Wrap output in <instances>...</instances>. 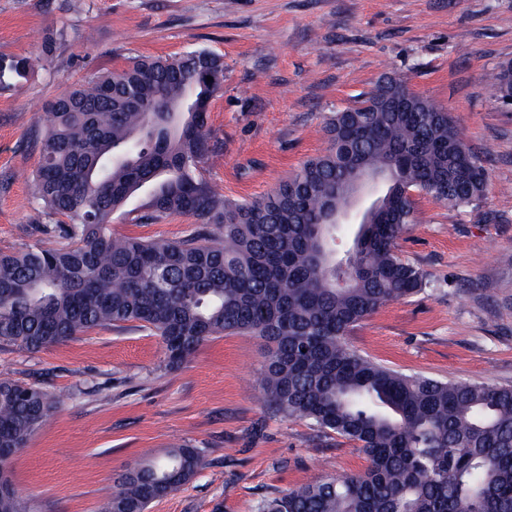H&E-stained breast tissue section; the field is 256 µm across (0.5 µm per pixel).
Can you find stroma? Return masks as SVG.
Returning a JSON list of instances; mask_svg holds the SVG:
<instances>
[{
  "instance_id": "35a3bbf8",
  "label": "stroma",
  "mask_w": 512,
  "mask_h": 512,
  "mask_svg": "<svg viewBox=\"0 0 512 512\" xmlns=\"http://www.w3.org/2000/svg\"><path fill=\"white\" fill-rule=\"evenodd\" d=\"M56 49L19 88L0 90V252L34 244L44 217L31 173L50 101L88 72L137 55L207 49L224 57L201 176L229 199L260 196L327 147L324 126L382 75L451 113L487 169L484 197L452 208L413 193L418 221L397 242L425 286L350 330L361 354L406 374L512 386V102L488 77L512 62V0H0V55ZM150 187L112 232L185 238L199 221L134 223ZM255 336L208 340L167 363L160 336L98 328L36 352L0 346V371L63 395L9 468L32 512H100L134 463L187 443L206 465L149 512H256L274 492L367 466L353 443L274 414Z\"/></svg>"
}]
</instances>
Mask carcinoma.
<instances>
[{"label": "carcinoma", "instance_id": "cac0c4a2", "mask_svg": "<svg viewBox=\"0 0 512 512\" xmlns=\"http://www.w3.org/2000/svg\"><path fill=\"white\" fill-rule=\"evenodd\" d=\"M44 55L0 57V90ZM224 71L207 49L139 57L91 72L48 106L32 195L50 224L38 242L0 253V344L27 351L101 327L160 336L169 362L224 334L267 343L262 391L270 408L354 443L360 473L326 475L261 500L259 512H512V386L409 375L360 354L346 336L385 304L422 290L424 276L395 251L417 221L416 190L452 206L479 201L484 161L452 117L384 75L354 107L335 112L330 148L263 196L230 201L200 176L209 105ZM512 97V65L493 74ZM383 174L385 210L336 249L331 216L351 208L365 173ZM146 183L147 219L191 215L181 240L112 234V215ZM60 398L0 373V466L25 447ZM205 451L178 445L127 471L101 512H147L188 484ZM0 512H29L0 492Z\"/></svg>", "mask_w": 512, "mask_h": 512}]
</instances>
